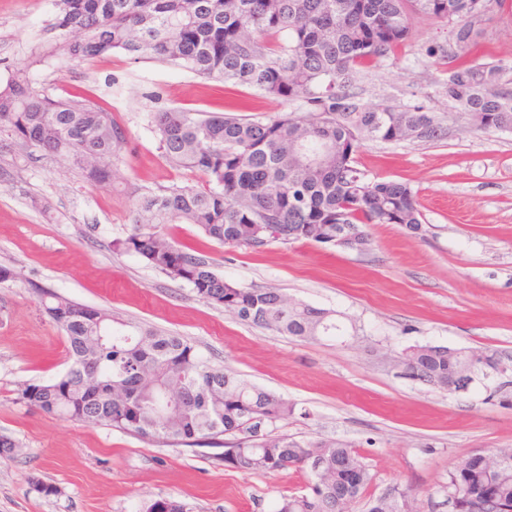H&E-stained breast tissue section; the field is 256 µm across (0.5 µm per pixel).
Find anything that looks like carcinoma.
Segmentation results:
<instances>
[{
    "label": "carcinoma",
    "instance_id": "1",
    "mask_svg": "<svg viewBox=\"0 0 512 512\" xmlns=\"http://www.w3.org/2000/svg\"><path fill=\"white\" fill-rule=\"evenodd\" d=\"M474 0H54L52 29L77 34L64 45L85 61L123 50L135 58L182 66L207 79L234 81L307 112L268 122L228 113L199 116L184 109L152 115L161 157L199 174L201 189L173 184L149 191L133 207V228L112 241L192 288L205 302L242 320L306 340L348 335L341 313L285 300L274 290L224 279L215 263L183 250L168 224H193L223 246L257 249L272 242L325 244L346 224L363 241L366 224L421 230L416 194L406 182L372 180L357 167L364 141L433 139L442 126L423 107H366L349 81L409 43L407 15L448 24L444 91L448 113L474 132L512 131V65L475 57ZM71 161L86 180L104 184L127 138L112 114L89 98L50 97L17 71L0 86V129ZM46 315L64 333L72 363L54 380L26 383L14 402L49 415L100 425L160 444L231 434L214 459L247 473L289 467L310 471L307 490L283 496L274 512H353L371 481L336 502L346 467L363 465L351 443L296 440L261 428L294 414L287 400L251 385L202 355L185 338L118 319L107 309L43 293ZM112 331V341L99 336ZM411 377L437 389L473 369L512 362L492 350L420 346L400 355ZM488 466L472 456L448 471L444 489L460 493L458 512H512V448ZM317 458L325 473L310 470ZM410 488L389 500L371 498L365 512H401ZM142 512H193L175 498L144 504Z\"/></svg>",
    "mask_w": 512,
    "mask_h": 512
}]
</instances>
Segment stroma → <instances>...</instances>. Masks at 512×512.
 <instances>
[{"instance_id":"stroma-1","label":"stroma","mask_w":512,"mask_h":512,"mask_svg":"<svg viewBox=\"0 0 512 512\" xmlns=\"http://www.w3.org/2000/svg\"><path fill=\"white\" fill-rule=\"evenodd\" d=\"M53 0H0V85L29 69L50 96L84 95L109 109L128 146L110 183L94 185L70 163L0 132V435L16 443L0 460V512H139L177 498L195 512H272L305 492L306 470L244 473L214 460L211 440L157 444L105 426L45 414L15 402L19 386L70 365L66 339L46 316L41 290L121 319L175 333L239 378L287 399L288 418L265 433L351 442L372 480L366 494L412 488L418 512H452L448 472L476 450L512 448V384L449 393L386 363L415 346L512 355V133H472L446 120L431 141H365L356 161L370 178L409 183L422 214L419 234L371 224L368 251L317 243L259 249L219 246L191 224L171 237L211 257L228 281L273 289L295 302L344 313L357 333L318 341L283 336L199 299L184 282L112 241L131 229L142 193L193 181L160 157L151 118L179 108L203 115L249 104L268 121L303 111L246 85L208 81L122 51L74 62L49 30ZM415 38L349 87L364 105L421 103L446 109L445 23L414 12ZM475 41L483 60L512 62V0L488 14ZM56 487L45 496L33 481Z\"/></svg>"}]
</instances>
